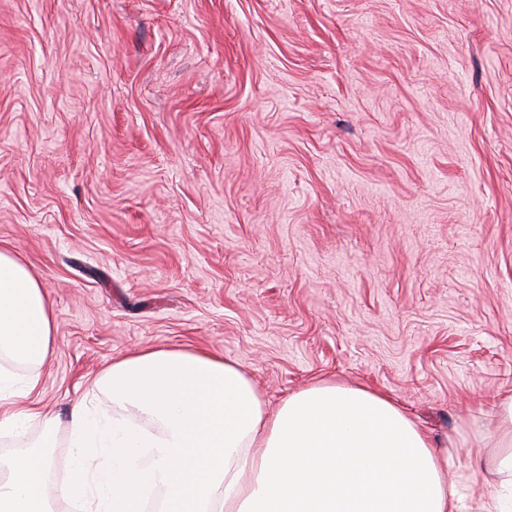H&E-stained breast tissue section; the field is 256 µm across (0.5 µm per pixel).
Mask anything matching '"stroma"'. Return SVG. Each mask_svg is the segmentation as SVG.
I'll return each mask as SVG.
<instances>
[{
    "label": "stroma",
    "mask_w": 512,
    "mask_h": 512,
    "mask_svg": "<svg viewBox=\"0 0 512 512\" xmlns=\"http://www.w3.org/2000/svg\"><path fill=\"white\" fill-rule=\"evenodd\" d=\"M0 246L41 279L58 417L191 345L273 404L363 385L448 439L512 390V0H0Z\"/></svg>",
    "instance_id": "obj_1"
}]
</instances>
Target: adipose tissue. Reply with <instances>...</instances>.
I'll list each match as a JSON object with an SVG mask.
<instances>
[{
  "label": "adipose tissue",
  "instance_id": "adipose-tissue-1",
  "mask_svg": "<svg viewBox=\"0 0 512 512\" xmlns=\"http://www.w3.org/2000/svg\"><path fill=\"white\" fill-rule=\"evenodd\" d=\"M52 306L18 254L0 249V437L44 431L0 457V512H455L448 444L391 398L331 379L278 404L238 361L191 346L115 360L96 382L111 414L80 398L68 420L70 479L53 480L55 417L34 405L53 353ZM498 481L483 512H512V394L495 400Z\"/></svg>",
  "mask_w": 512,
  "mask_h": 512
}]
</instances>
